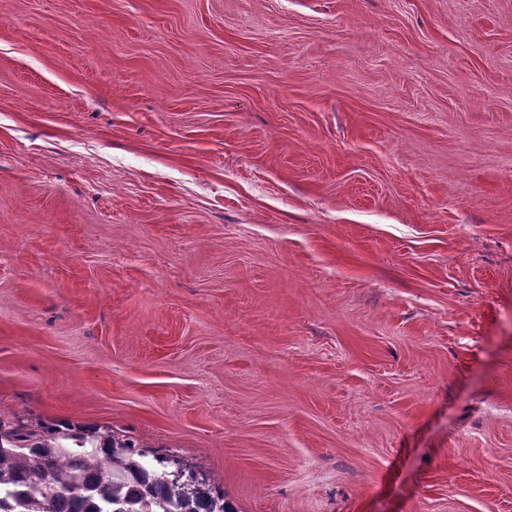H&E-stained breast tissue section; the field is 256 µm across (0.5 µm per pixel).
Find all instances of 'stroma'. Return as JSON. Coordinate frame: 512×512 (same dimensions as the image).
<instances>
[{"label":"stroma","mask_w":512,"mask_h":512,"mask_svg":"<svg viewBox=\"0 0 512 512\" xmlns=\"http://www.w3.org/2000/svg\"><path fill=\"white\" fill-rule=\"evenodd\" d=\"M235 512H512V0H0V413Z\"/></svg>","instance_id":"stroma-1"}]
</instances>
